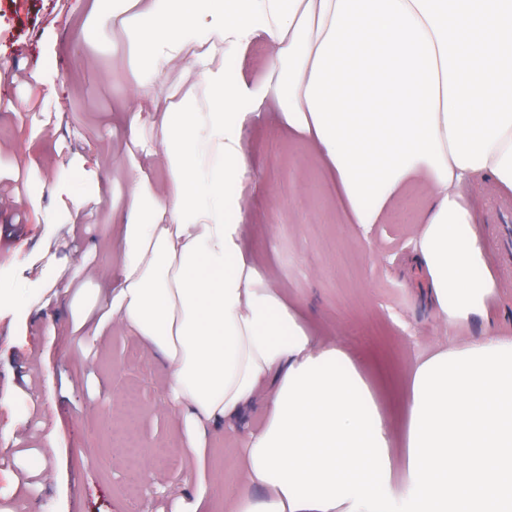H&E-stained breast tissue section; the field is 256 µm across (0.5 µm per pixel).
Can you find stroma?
Here are the masks:
<instances>
[{
    "instance_id": "35a3bbf8",
    "label": "stroma",
    "mask_w": 512,
    "mask_h": 512,
    "mask_svg": "<svg viewBox=\"0 0 512 512\" xmlns=\"http://www.w3.org/2000/svg\"><path fill=\"white\" fill-rule=\"evenodd\" d=\"M133 0H0V64L48 71L56 94L20 84L0 92V186L24 205L0 238V290L24 287L26 305L0 308V393L35 364L32 390L0 404V512H168L174 499L223 512L200 488L185 450L184 417L171 407L163 367L120 326L95 330L122 255L115 230L134 167L165 184V171L128 154L123 107L138 78L128 22ZM256 178L266 194L246 198L244 241L262 281L302 314L320 339L341 341L375 383L390 423L394 457L404 453L403 400L414 365L437 349L463 346L480 323L437 317L410 257L424 181L403 191L386 221L349 223L312 145L289 131L268 103L249 132ZM108 191L107 204L71 208L51 185L53 171ZM98 277H89V270ZM69 283L61 294V283ZM264 423L255 408L246 430L208 426L206 457L233 482L246 431ZM42 460L25 496L20 468Z\"/></svg>"
}]
</instances>
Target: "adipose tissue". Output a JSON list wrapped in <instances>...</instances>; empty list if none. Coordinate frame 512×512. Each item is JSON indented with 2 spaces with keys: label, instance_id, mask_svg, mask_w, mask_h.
<instances>
[{
  "label": "adipose tissue",
  "instance_id": "ef3b65f1",
  "mask_svg": "<svg viewBox=\"0 0 512 512\" xmlns=\"http://www.w3.org/2000/svg\"><path fill=\"white\" fill-rule=\"evenodd\" d=\"M145 2L125 120L168 182L130 174L110 318L164 367L189 454L201 420L230 425L265 400L224 512H512V339L488 330L416 364L409 487L395 492L369 383L260 281L242 224L245 189L267 190L248 134L272 101L324 157L352 223H381L407 183L428 182L415 237L428 295L445 322L488 320L497 281L461 188L512 191V0ZM260 43L272 63L252 81L242 63ZM178 65L196 80L158 105L152 87Z\"/></svg>",
  "mask_w": 512,
  "mask_h": 512
}]
</instances>
